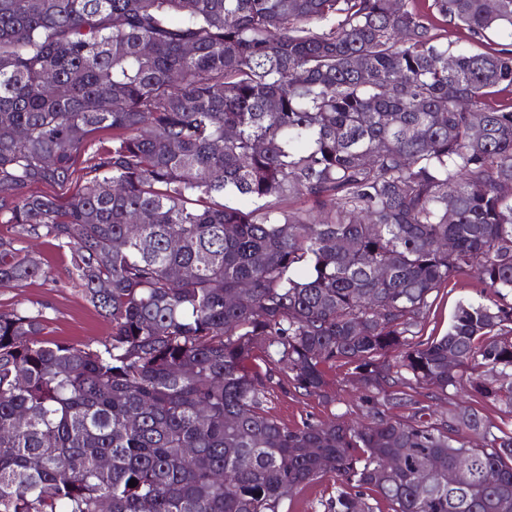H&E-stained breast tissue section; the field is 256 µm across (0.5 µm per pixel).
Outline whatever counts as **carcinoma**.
Listing matches in <instances>:
<instances>
[{
	"mask_svg": "<svg viewBox=\"0 0 512 512\" xmlns=\"http://www.w3.org/2000/svg\"><path fill=\"white\" fill-rule=\"evenodd\" d=\"M448 26L506 42L453 49ZM503 84L512 0H0V288L50 280L41 239L112 324L93 348L45 337L46 304L0 312V512H281L325 479L323 512H512V430L475 407L512 414ZM470 270L489 302L412 341ZM338 360L367 422L265 410ZM26 246H28V249L37 258L48 262V265L52 269L53 276L57 278L64 276L69 261V255L67 252H64L63 250L59 251L42 244L41 241L35 240L30 241Z\"/></svg>",
	"mask_w": 512,
	"mask_h": 512,
	"instance_id": "cac0c4a2",
	"label": "carcinoma"
}]
</instances>
